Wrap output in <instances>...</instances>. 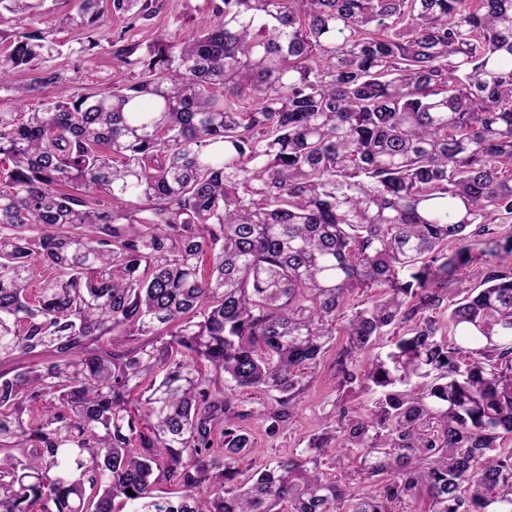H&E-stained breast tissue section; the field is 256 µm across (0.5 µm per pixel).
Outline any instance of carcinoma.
<instances>
[{
	"label": "carcinoma",
	"instance_id": "cac0c4a2",
	"mask_svg": "<svg viewBox=\"0 0 512 512\" xmlns=\"http://www.w3.org/2000/svg\"><path fill=\"white\" fill-rule=\"evenodd\" d=\"M42 5L0 0V89H56L0 112V512H512V0H208L146 47L154 0H77L138 71L78 97ZM337 334L369 404L241 478L240 395L284 430Z\"/></svg>",
	"mask_w": 512,
	"mask_h": 512
}]
</instances>
